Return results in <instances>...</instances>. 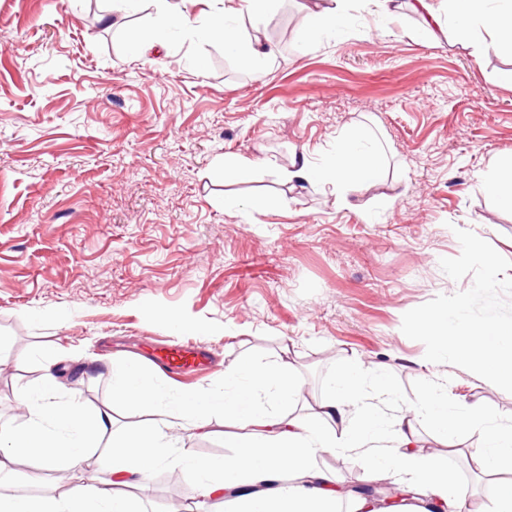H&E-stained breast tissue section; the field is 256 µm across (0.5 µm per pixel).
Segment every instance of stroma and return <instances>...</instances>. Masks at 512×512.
<instances>
[{
  "instance_id": "1",
  "label": "stroma",
  "mask_w": 512,
  "mask_h": 512,
  "mask_svg": "<svg viewBox=\"0 0 512 512\" xmlns=\"http://www.w3.org/2000/svg\"><path fill=\"white\" fill-rule=\"evenodd\" d=\"M305 0H276L240 26L271 40L255 76L217 39L174 35L134 55L155 27L149 0L114 23L108 0H0V422L23 426L15 391L38 386L45 356L89 410L112 406L131 429L143 410L113 407L112 364L138 359L175 389L221 385L244 361L290 365L306 414L340 365L384 363L399 404L433 385L512 420V394L428 362L402 330L405 312L469 289L440 268L469 229L512 261V210L483 182L512 159V51L480 27L422 42L421 16L380 15L345 0L347 23L307 44ZM482 51H475V44ZM351 129L387 160L384 180L338 189L290 185L293 155L318 164ZM255 165L224 177L225 158ZM264 194L268 208L249 212ZM189 340L211 363L174 378L152 361ZM480 431L442 459L485 512L473 452ZM345 488L398 493L397 478L331 453Z\"/></svg>"
}]
</instances>
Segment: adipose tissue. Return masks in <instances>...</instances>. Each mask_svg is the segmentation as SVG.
Segmentation results:
<instances>
[{
    "label": "adipose tissue",
    "instance_id": "obj_1",
    "mask_svg": "<svg viewBox=\"0 0 512 512\" xmlns=\"http://www.w3.org/2000/svg\"><path fill=\"white\" fill-rule=\"evenodd\" d=\"M156 2L166 28L220 39L245 68L264 74L271 46L261 33L242 35L236 20L244 13L265 14L273 0H224L223 8L202 23L176 0ZM448 11L459 27L481 25L491 31L493 45L512 47V0H448ZM384 175L379 150L359 130L342 135L324 163L295 157L284 172L291 183L336 187L375 185ZM57 388L48 371L39 387L18 390L26 423L0 424V475L10 474L20 452L33 458L40 472L81 467L106 435L112 439V463L105 476L76 484L62 497L1 492L0 512H132L128 488L146 489L150 473L166 463L190 474L193 497L225 500L229 512H396L344 489L318 466L321 454L336 452L361 467L395 472L401 492L423 496L421 512H464L467 492L449 476L441 456L417 449L423 421L450 445L465 431L482 430L486 452L477 463L495 479L490 512H512V424L496 422L477 403L449 404L439 388L419 405L385 415L390 389L381 365H342L316 409L298 417L290 406L300 384L284 363L239 364L225 370L220 386L167 396L138 361L128 360L112 368V398L147 409V420L132 431L123 430L109 412H87L77 397H59ZM216 417L233 430L230 444L236 452L198 459L178 432L205 431Z\"/></svg>",
    "mask_w": 512,
    "mask_h": 512
}]
</instances>
